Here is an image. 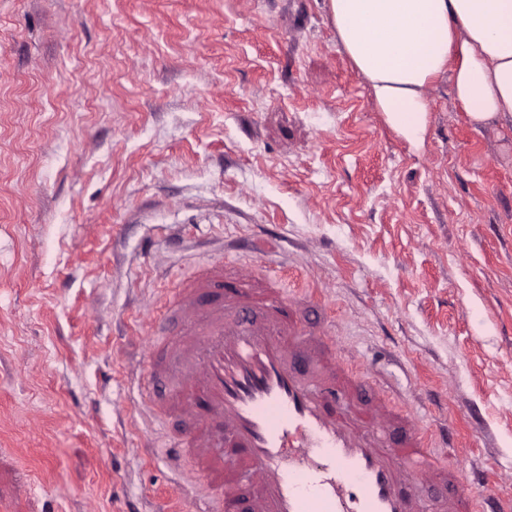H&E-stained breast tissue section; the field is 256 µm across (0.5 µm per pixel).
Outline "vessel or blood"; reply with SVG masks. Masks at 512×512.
I'll use <instances>...</instances> for the list:
<instances>
[{"label":"vessel or blood","instance_id":"1","mask_svg":"<svg viewBox=\"0 0 512 512\" xmlns=\"http://www.w3.org/2000/svg\"><path fill=\"white\" fill-rule=\"evenodd\" d=\"M206 264L174 289L179 335L159 333L164 350L141 384L157 426L184 411L191 425L166 456L189 459L213 492L198 512H471V495L428 448L418 418L393 412L382 395L369 410L347 404L363 378L340 367L322 330L300 318L301 298L272 284L255 297L248 279L224 282ZM165 380V399L154 393ZM421 480L448 483L427 507Z\"/></svg>","mask_w":512,"mask_h":512}]
</instances>
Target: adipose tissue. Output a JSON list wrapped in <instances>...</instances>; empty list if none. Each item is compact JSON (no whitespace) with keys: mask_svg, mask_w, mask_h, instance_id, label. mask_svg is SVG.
Listing matches in <instances>:
<instances>
[{"mask_svg":"<svg viewBox=\"0 0 512 512\" xmlns=\"http://www.w3.org/2000/svg\"><path fill=\"white\" fill-rule=\"evenodd\" d=\"M326 7L339 46L413 149L425 142L426 91L448 71L473 126L512 123V0H327Z\"/></svg>","mask_w":512,"mask_h":512,"instance_id":"ef3b65f1","label":"adipose tissue"}]
</instances>
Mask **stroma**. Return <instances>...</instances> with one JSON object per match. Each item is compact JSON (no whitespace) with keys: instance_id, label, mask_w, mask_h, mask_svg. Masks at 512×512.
Here are the masks:
<instances>
[{"instance_id":"1","label":"stroma","mask_w":512,"mask_h":512,"mask_svg":"<svg viewBox=\"0 0 512 512\" xmlns=\"http://www.w3.org/2000/svg\"><path fill=\"white\" fill-rule=\"evenodd\" d=\"M428 96L416 151L325 0H0V512H192L138 385L228 250L512 498V124Z\"/></svg>"}]
</instances>
